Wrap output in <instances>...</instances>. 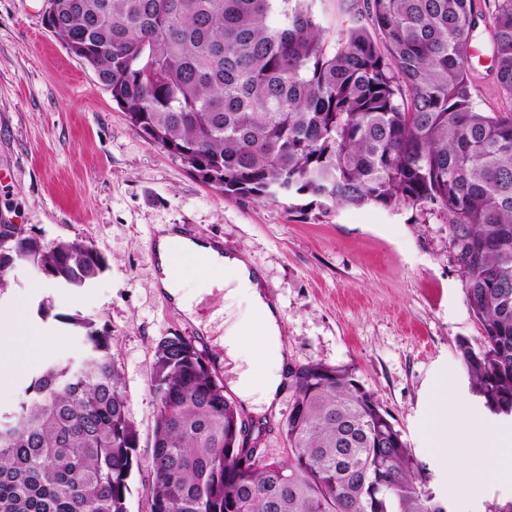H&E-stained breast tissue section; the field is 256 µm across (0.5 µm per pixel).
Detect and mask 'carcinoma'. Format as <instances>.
Masks as SVG:
<instances>
[{
    "instance_id": "obj_1",
    "label": "carcinoma",
    "mask_w": 512,
    "mask_h": 512,
    "mask_svg": "<svg viewBox=\"0 0 512 512\" xmlns=\"http://www.w3.org/2000/svg\"><path fill=\"white\" fill-rule=\"evenodd\" d=\"M50 28L131 125L231 198L299 213L401 205L448 224L479 346L459 340L471 392L512 420V106L482 112L466 68L482 20L512 100V0H362L328 47L310 0H47ZM0 292L17 261L84 288L106 260L8 225ZM0 412V512H128L141 465L109 336L92 322ZM148 512H450L392 416L344 366L288 370L282 460L241 446L239 406L192 340L155 346Z\"/></svg>"
}]
</instances>
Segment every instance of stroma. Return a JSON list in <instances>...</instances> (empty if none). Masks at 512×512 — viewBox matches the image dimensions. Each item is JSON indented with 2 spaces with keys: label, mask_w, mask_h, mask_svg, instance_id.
Masks as SVG:
<instances>
[{
  "label": "stroma",
  "mask_w": 512,
  "mask_h": 512,
  "mask_svg": "<svg viewBox=\"0 0 512 512\" xmlns=\"http://www.w3.org/2000/svg\"><path fill=\"white\" fill-rule=\"evenodd\" d=\"M45 8V0H0V224L24 226L48 245L86 243L107 267L86 288L54 287L24 262L8 271L0 305L25 306L43 333L40 361L59 359L74 344L69 326L40 319L41 302L107 332L143 459L152 451L149 384L160 338L192 340L224 382L246 365L262 368L249 343L247 360L224 356V327L246 322L244 306L215 290L193 295L189 317L158 287L155 227L170 224L248 254L280 305L289 363L352 369L393 416L426 465L429 487L453 512H491L512 501V484L495 478L467 494V473L429 446L428 410L443 381L460 407V424L479 421L491 433L508 427L471 393L458 354V340H477L480 326L442 216L408 206L303 215L284 202L224 197L132 128L110 92L47 27ZM492 55L490 31L478 26L468 67L484 112L512 106L497 87ZM291 402L292 389L284 387L271 418L252 415L246 423L248 434L262 432L271 456L289 453L281 424Z\"/></svg>",
  "instance_id": "1"
}]
</instances>
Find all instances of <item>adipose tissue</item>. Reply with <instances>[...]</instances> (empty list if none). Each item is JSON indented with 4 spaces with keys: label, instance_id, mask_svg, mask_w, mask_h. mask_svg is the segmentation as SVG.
Instances as JSON below:
<instances>
[{
    "label": "adipose tissue",
    "instance_id": "1",
    "mask_svg": "<svg viewBox=\"0 0 512 512\" xmlns=\"http://www.w3.org/2000/svg\"><path fill=\"white\" fill-rule=\"evenodd\" d=\"M155 252L159 266V282L178 306L191 311L184 293L187 282H195L199 292L224 290L226 297L244 304L250 316L247 326L233 324L224 330V353L234 357L241 353V337L250 333L251 340L265 361L262 372L245 371L232 381L231 387L246 410L269 412L281 390L288 355L281 335V309L266 291V283L245 254L224 250L221 243L183 237L168 227H160ZM40 332L27 321L21 308L0 309V389L38 356ZM427 426L432 450L447 456L449 437L462 438L467 456L475 460L472 480L479 483L489 474L512 480V468H500L503 457L512 455V430L488 433L479 422L459 427L456 407L448 403V389L439 386Z\"/></svg>",
    "mask_w": 512,
    "mask_h": 512
}]
</instances>
